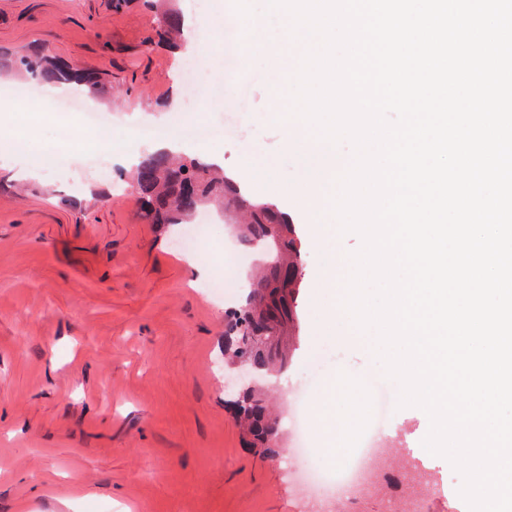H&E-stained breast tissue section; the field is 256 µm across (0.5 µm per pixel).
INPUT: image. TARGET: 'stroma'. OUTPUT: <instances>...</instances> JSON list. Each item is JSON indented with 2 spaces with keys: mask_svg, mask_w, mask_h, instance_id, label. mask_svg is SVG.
I'll use <instances>...</instances> for the list:
<instances>
[{
  "mask_svg": "<svg viewBox=\"0 0 512 512\" xmlns=\"http://www.w3.org/2000/svg\"><path fill=\"white\" fill-rule=\"evenodd\" d=\"M201 0H177L192 50L151 47L150 11L110 0H0V56L40 46L71 65L100 70L111 87L98 108L120 120V162L133 122L164 138L199 125L183 146L221 157L252 202L273 204L295 225L303 269L297 327L285 367L265 399L280 427V453L247 447L226 399L237 370L224 365V297L206 281L229 279L237 294L262 253L232 271L222 247L241 248L227 222L211 225L208 252L187 256L175 234L144 223L133 194L95 172L43 170L19 153L0 160V512H336L300 483L286 393L317 365L319 377L373 375L361 349L337 350L320 321L318 278L328 258L314 246L311 218L285 190L299 175L280 126L263 123L273 74L264 58L215 46L200 32ZM203 58L194 108L177 72ZM386 464L405 474L398 499L360 498L358 512H407L413 477L436 494L428 512H468L461 475L422 445L419 408H392L384 423Z\"/></svg>",
  "mask_w": 512,
  "mask_h": 512,
  "instance_id": "1",
  "label": "stroma"
}]
</instances>
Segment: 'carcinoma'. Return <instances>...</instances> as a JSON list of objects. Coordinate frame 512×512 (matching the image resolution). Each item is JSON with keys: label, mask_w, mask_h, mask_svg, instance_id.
<instances>
[{"label": "carcinoma", "mask_w": 512, "mask_h": 512, "mask_svg": "<svg viewBox=\"0 0 512 512\" xmlns=\"http://www.w3.org/2000/svg\"><path fill=\"white\" fill-rule=\"evenodd\" d=\"M158 15V25L148 43H177L183 29L181 15L168 7V0H140ZM12 71L47 85L66 84L90 99H100L107 83L100 73L73 68L37 48L0 58V70ZM128 187L135 194L140 216L148 224H187L200 210L224 209L231 200L242 220H234L241 236L262 245L267 266L244 303L232 313L224 336V352L245 358L252 374L282 366L286 361L284 336L293 320L292 300L298 288L300 250L290 222L275 209L244 197L239 186L224 179V172L198 154L156 151L139 158L129 173ZM238 415L248 443L272 454L277 447L274 424L266 406L251 384L236 393Z\"/></svg>", "instance_id": "1"}]
</instances>
